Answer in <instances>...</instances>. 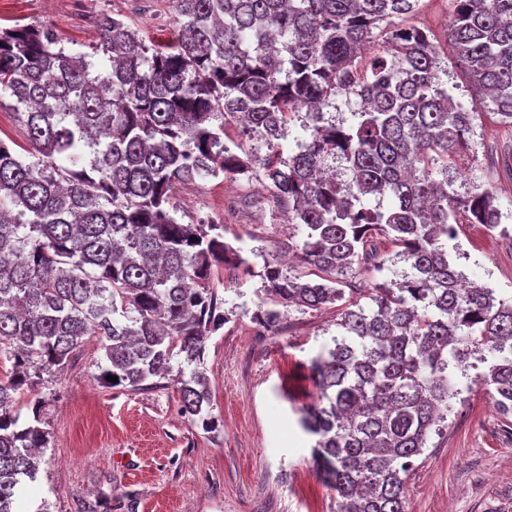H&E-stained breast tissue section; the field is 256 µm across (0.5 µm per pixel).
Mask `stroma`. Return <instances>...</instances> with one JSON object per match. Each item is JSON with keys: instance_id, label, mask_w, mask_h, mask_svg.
Segmentation results:
<instances>
[{"instance_id": "obj_1", "label": "stroma", "mask_w": 512, "mask_h": 512, "mask_svg": "<svg viewBox=\"0 0 512 512\" xmlns=\"http://www.w3.org/2000/svg\"><path fill=\"white\" fill-rule=\"evenodd\" d=\"M102 13L121 16L148 44L170 41L177 29L169 0H0V27L44 28L70 52H87L98 42L95 18ZM453 22V0H419L402 20L430 30L449 94L476 113L470 149L449 165L448 181L462 196L494 188L502 212L512 214V127L474 100L450 46ZM262 190L252 174L180 183L173 192L179 223L223 225L225 242L248 259L244 267L215 268L211 278L224 322L207 336L200 368L221 421L217 431L204 432L181 413L173 378L140 390L99 383L102 345L84 337L65 368L43 379L48 446L18 512H73L77 498L103 491L112 494V512H338L297 410L319 395L310 364L335 335L339 310L290 307L280 329L259 332L253 313L265 265L303 237L283 210L254 206ZM456 232L460 249L451 260L469 279L512 298V243L488 238L479 224L457 225ZM406 509L512 512V415L480 386L452 400L446 426L415 458Z\"/></svg>"}]
</instances>
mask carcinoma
<instances>
[{
	"label": "carcinoma",
	"instance_id": "obj_1",
	"mask_svg": "<svg viewBox=\"0 0 512 512\" xmlns=\"http://www.w3.org/2000/svg\"><path fill=\"white\" fill-rule=\"evenodd\" d=\"M416 2L172 0L182 20L165 51L109 14L91 53H71L38 27L0 30V92L33 148L25 161L0 140V359L11 362L0 377V512H16L48 444L41 374L66 364L84 337H99V379L112 387L164 378L175 356L201 363L224 304L213 267L247 259L222 225L178 223L174 186L255 164L304 228L288 248L310 278L268 262L273 306L260 302L254 320L271 331L281 306L320 310L347 293L371 301L348 299L311 360L319 396L302 409L339 512H406L407 475L446 420L456 377L512 413V298L468 282L449 259L455 225L493 231L502 213L491 188L461 198L432 177L431 166L448 171L465 146L474 113L442 87L430 36L394 23ZM454 2L455 55L512 126V0ZM386 26L392 60L362 62ZM338 96L365 103L346 127L324 118ZM302 111L309 137L284 159L278 140ZM237 120L265 156L224 143V124ZM329 159L350 179L324 176ZM388 262L405 267L365 292L351 287L357 268ZM180 377L181 412L213 430L202 373ZM24 401L32 419L22 423ZM75 512H112V498H79Z\"/></svg>",
	"mask_w": 512,
	"mask_h": 512
}]
</instances>
